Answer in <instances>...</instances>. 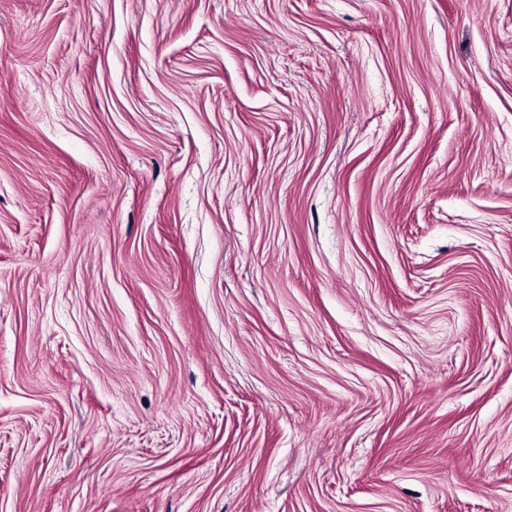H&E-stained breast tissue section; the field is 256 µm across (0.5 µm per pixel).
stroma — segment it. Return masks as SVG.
Returning a JSON list of instances; mask_svg holds the SVG:
<instances>
[{
	"label": "stroma",
	"mask_w": 512,
	"mask_h": 512,
	"mask_svg": "<svg viewBox=\"0 0 512 512\" xmlns=\"http://www.w3.org/2000/svg\"><path fill=\"white\" fill-rule=\"evenodd\" d=\"M0 512H512V0H0Z\"/></svg>",
	"instance_id": "obj_1"
}]
</instances>
